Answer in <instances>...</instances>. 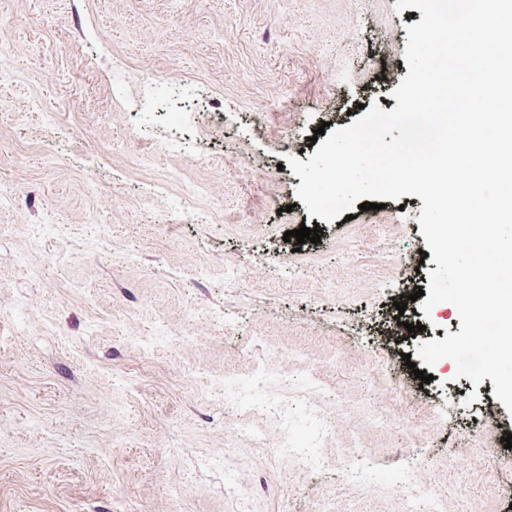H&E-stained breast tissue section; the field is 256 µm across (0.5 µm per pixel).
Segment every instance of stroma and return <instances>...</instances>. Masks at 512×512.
<instances>
[{
	"instance_id": "obj_1",
	"label": "stroma",
	"mask_w": 512,
	"mask_h": 512,
	"mask_svg": "<svg viewBox=\"0 0 512 512\" xmlns=\"http://www.w3.org/2000/svg\"><path fill=\"white\" fill-rule=\"evenodd\" d=\"M395 3L0 0V191L12 196L0 207V512H240L245 493L251 512H314L324 497L335 512H403L398 493L368 487L408 468L446 477L486 405L495 433L512 432L491 379L437 365L425 385L405 372L419 343L461 329L420 302L394 306L437 268L429 255L405 263L427 247L422 199L319 222L286 164L309 160L322 123L395 109L420 21ZM147 83L154 108L123 110ZM171 138L181 154L164 149ZM183 183L202 191L181 206ZM314 223L315 262L291 263L285 232ZM381 254L392 276L375 289ZM414 320L423 332L405 337ZM291 344L345 408L406 411L363 455L304 473L262 442L213 461L232 423L213 383L245 380L269 346ZM383 354L408 400L374 374ZM461 501L512 512L471 484L448 512Z\"/></svg>"
}]
</instances>
